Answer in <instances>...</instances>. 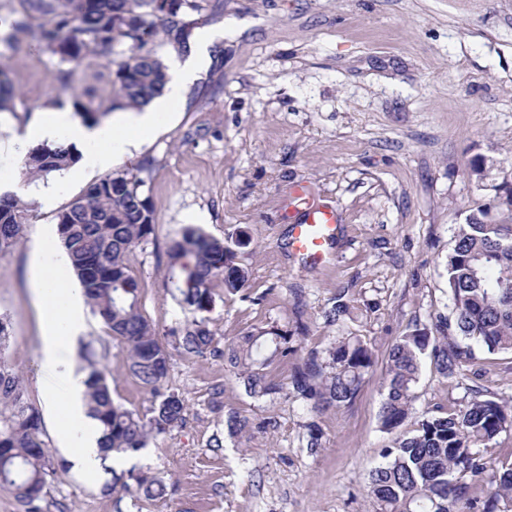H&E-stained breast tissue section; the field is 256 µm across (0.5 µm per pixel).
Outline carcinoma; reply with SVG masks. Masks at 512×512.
<instances>
[{
    "instance_id": "obj_1",
    "label": "carcinoma",
    "mask_w": 512,
    "mask_h": 512,
    "mask_svg": "<svg viewBox=\"0 0 512 512\" xmlns=\"http://www.w3.org/2000/svg\"><path fill=\"white\" fill-rule=\"evenodd\" d=\"M22 10L0 32V43L18 48L29 36L64 65L62 85L89 55L115 66L113 95L105 110L72 96L75 115L97 124L112 111L139 108L162 95L169 81L158 47L183 48L194 21L189 12L204 10L202 0H172L168 15L158 14L156 0H21ZM13 87L0 69V111L9 109ZM72 147L58 144L31 149L24 165L44 177L78 161ZM144 180L118 170L91 184L57 215L58 231L72 270L93 313L128 349L129 369L152 396L150 413L141 415L112 398L107 371L84 355L88 415L101 428L104 455H130L148 446L152 437L181 426L187 406L168 390L171 350L186 356L213 352V334L205 319H194L162 341L141 312L142 288L127 270L126 257L153 232L154 211L143 190ZM29 221L27 205L11 194L0 195V253L16 247ZM249 239L237 235L220 241L193 226L184 228L168 250V273L180 302L195 313L213 308L212 286L220 282L227 294L246 291L249 271L238 262ZM453 321L438 318L416 325L388 351L381 381L384 399L381 431L397 432L412 413L422 364L429 358L448 377L477 359L476 350L512 352V224L493 223L487 212L470 213L459 225L444 265ZM361 312L342 292L324 312L325 321H356ZM299 348L272 326L241 336L224 347V360L244 379L247 392L264 397L278 391L267 368L288 360ZM375 349L352 331L338 336L322 351L311 349L292 376L295 396L312 402L317 411L350 405L373 367ZM230 434H247L249 418L228 414ZM512 429V402L481 390L464 405L439 414H424L413 430L382 450V462L369 474L367 495L374 512H512V463L498 465L482 449ZM66 465L49 454L39 410L26 398L18 375L0 361V486L12 491L24 512H42L47 489ZM111 478L103 490L131 497L158 499L164 482L130 469Z\"/></svg>"
}]
</instances>
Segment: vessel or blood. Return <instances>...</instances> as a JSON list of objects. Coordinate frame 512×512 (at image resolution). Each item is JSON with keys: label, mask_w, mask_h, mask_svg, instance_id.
Returning a JSON list of instances; mask_svg holds the SVG:
<instances>
[{"label": "vessel or blood", "mask_w": 512, "mask_h": 512, "mask_svg": "<svg viewBox=\"0 0 512 512\" xmlns=\"http://www.w3.org/2000/svg\"><path fill=\"white\" fill-rule=\"evenodd\" d=\"M294 196L303 204L304 210L301 220L292 226L288 246L309 261H322L336 229V212L332 208L314 204L307 187H295Z\"/></svg>", "instance_id": "b4317fda"}]
</instances>
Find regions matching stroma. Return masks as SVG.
<instances>
[{"mask_svg":"<svg viewBox=\"0 0 512 512\" xmlns=\"http://www.w3.org/2000/svg\"><path fill=\"white\" fill-rule=\"evenodd\" d=\"M198 29L224 40L210 64L172 102L156 132L124 169L140 170L154 210L147 242L126 258L143 288L142 313L159 334L194 318L170 291L166 252L190 225L225 239L246 232L239 255L249 298L214 287L208 313L214 354L173 353L166 386L187 405L169 435L126 458L125 467L156 475L159 499L101 491L102 477L67 470L51 485L44 512H372L365 486L391 435L379 428L380 382L391 344L414 324L449 316L443 274L459 224L477 209L492 222L511 211L495 187L512 162V0H223L203 11ZM0 68L15 89L0 112V138L25 134L52 101L81 96L98 104L112 94V69L84 59L71 87L59 59L27 39L0 46ZM482 156L484 179L470 172ZM25 153L0 155V185L30 209L21 243L0 253V320L9 343L0 353L43 408L40 326L29 293L31 251L57 214L103 178L100 170L57 185L52 207L26 194L34 179ZM309 185L339 219L330 257L313 265L287 247L291 189ZM362 311L352 330L375 345V363L352 404L322 414L289 389L290 360L274 363L281 393L251 397L219 352L258 327L293 332V345L323 348L341 335L324 312L337 292ZM92 346L108 371L113 398L147 413L151 395L129 371L125 344L87 314L78 348ZM480 388L512 398V355L498 353L442 377L424 363L414 416L465 404ZM237 411L253 433L229 436ZM322 433L306 446L309 423ZM224 446L214 449L213 438Z\"/></svg>","mask_w":512,"mask_h":512,"instance_id":"1","label":"stroma"}]
</instances>
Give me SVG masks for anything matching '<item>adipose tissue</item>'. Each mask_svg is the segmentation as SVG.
Returning a JSON list of instances; mask_svg holds the SVG:
<instances>
[{
    "label": "adipose tissue",
    "mask_w": 512,
    "mask_h": 512,
    "mask_svg": "<svg viewBox=\"0 0 512 512\" xmlns=\"http://www.w3.org/2000/svg\"><path fill=\"white\" fill-rule=\"evenodd\" d=\"M221 37L218 31L202 33L190 52L175 62L164 96L142 110L121 112L90 126L72 110L55 109L28 128V137L63 140L79 147L82 157L77 170L111 168L154 133L161 113L180 99L185 87L210 62ZM31 269L30 294L40 320V363L50 375L43 389L44 404L69 461L78 472L92 477L101 463L102 433L87 414L82 402L84 379L74 371L75 343L85 324L83 293L52 233H44L36 242Z\"/></svg>",
    "instance_id": "obj_1"
}]
</instances>
